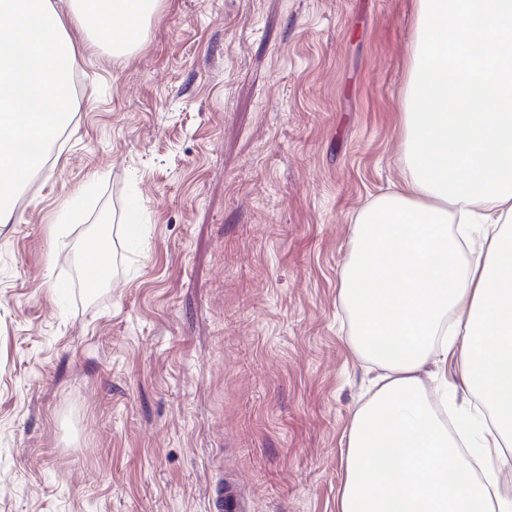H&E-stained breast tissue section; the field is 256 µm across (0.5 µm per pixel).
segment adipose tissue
<instances>
[{"mask_svg": "<svg viewBox=\"0 0 512 512\" xmlns=\"http://www.w3.org/2000/svg\"><path fill=\"white\" fill-rule=\"evenodd\" d=\"M160 0H0V223L66 127V19L116 56ZM402 97L410 178L364 207L342 272L354 346L384 371L355 412L338 512H512V0H416ZM461 362L448 431L421 373ZM460 375L461 367L459 363H457L455 360L448 361V383L455 384L459 387L456 391L454 388L448 385V401L453 399L457 408L467 409L469 405L475 401V398H473L465 390H461Z\"/></svg>", "mask_w": 512, "mask_h": 512, "instance_id": "obj_1", "label": "adipose tissue"}]
</instances>
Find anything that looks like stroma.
<instances>
[{
  "mask_svg": "<svg viewBox=\"0 0 512 512\" xmlns=\"http://www.w3.org/2000/svg\"><path fill=\"white\" fill-rule=\"evenodd\" d=\"M412 27L413 0H160L115 57L68 25L73 118L0 224V512H210L225 482L242 512H337L382 373L341 274L408 174ZM86 255L92 256L95 258L96 262L93 265H88L89 273L87 275V281L89 283L90 288H98L99 284L103 279V270L101 265V257L104 253V248L96 240H91L87 243L84 250Z\"/></svg>",
  "mask_w": 512,
  "mask_h": 512,
  "instance_id": "stroma-1",
  "label": "stroma"
}]
</instances>
